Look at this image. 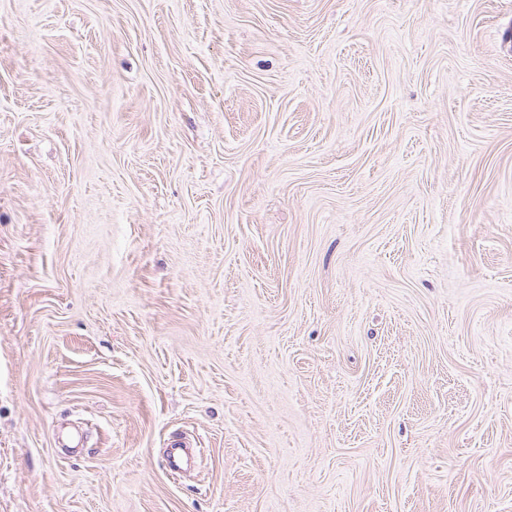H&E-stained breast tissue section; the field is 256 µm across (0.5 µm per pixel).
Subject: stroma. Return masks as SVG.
Wrapping results in <instances>:
<instances>
[{
  "label": "stroma",
  "mask_w": 512,
  "mask_h": 512,
  "mask_svg": "<svg viewBox=\"0 0 512 512\" xmlns=\"http://www.w3.org/2000/svg\"><path fill=\"white\" fill-rule=\"evenodd\" d=\"M0 512H512V0H0Z\"/></svg>",
  "instance_id": "35a3bbf8"
}]
</instances>
